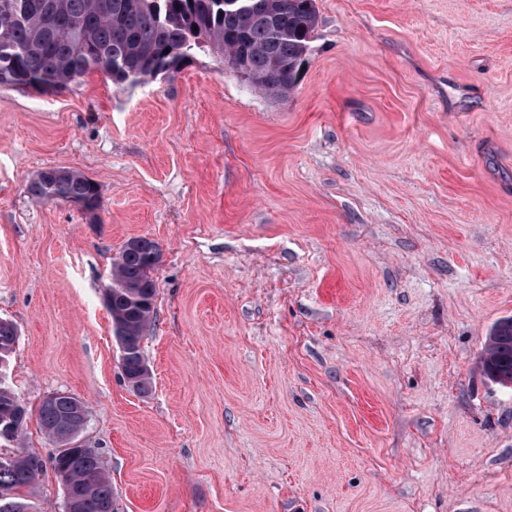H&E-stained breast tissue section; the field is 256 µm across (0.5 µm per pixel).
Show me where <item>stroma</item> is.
<instances>
[{
	"label": "stroma",
	"instance_id": "35a3bbf8",
	"mask_svg": "<svg viewBox=\"0 0 512 512\" xmlns=\"http://www.w3.org/2000/svg\"><path fill=\"white\" fill-rule=\"evenodd\" d=\"M290 95L199 51L116 87L0 89V319L26 434L87 405L119 512H512V388L478 362L512 317V0H316ZM91 178L99 222L37 199ZM158 243L152 390L103 303ZM28 192L47 201L78 204L84 212L94 214V222L99 219L96 213L102 207L99 188L81 173L62 169L43 170L29 181ZM17 341V331L13 323L0 319V371L6 373L8 356Z\"/></svg>",
	"mask_w": 512,
	"mask_h": 512
}]
</instances>
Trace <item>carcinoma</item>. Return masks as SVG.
Returning a JSON list of instances; mask_svg holds the SVG:
<instances>
[{"label":"carcinoma","mask_w":512,"mask_h":512,"mask_svg":"<svg viewBox=\"0 0 512 512\" xmlns=\"http://www.w3.org/2000/svg\"><path fill=\"white\" fill-rule=\"evenodd\" d=\"M317 25L315 0H0V89H64L91 71L120 87L174 72L201 50L241 61L261 78L262 93L286 97L298 83L303 53ZM28 192L47 201L78 204L99 219L102 200L95 182L85 175L46 169L29 181ZM122 248L112 265L105 307L112 321L124 326L129 349L120 365L122 379L146 393L151 374L141 342L155 314L154 280L158 244L136 239ZM17 341L13 323L0 319V371ZM486 350L498 370L496 383L512 381V318L501 319L489 331ZM84 402L61 393L54 403L41 404L40 427L58 449L50 458L54 474L73 491L80 512H103L115 505L112 482L103 454L78 444L83 429ZM27 410L0 378V421L13 419L16 429L9 443L25 434ZM46 468L35 453L0 457V490L10 493L9 512H35L20 490L35 484Z\"/></svg>","instance_id":"obj_1"}]
</instances>
